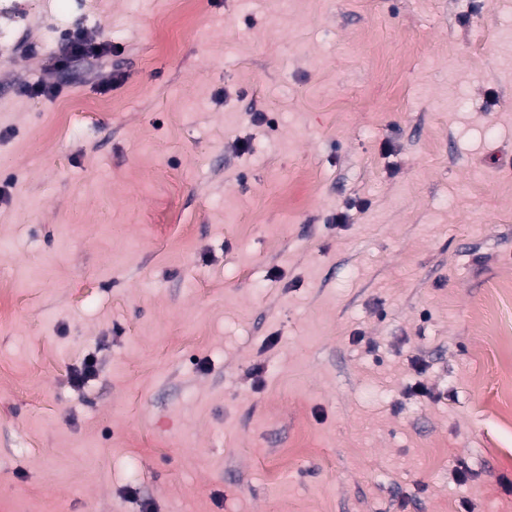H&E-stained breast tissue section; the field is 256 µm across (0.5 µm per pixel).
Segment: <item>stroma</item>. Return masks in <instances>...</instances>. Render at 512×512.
<instances>
[{
	"mask_svg": "<svg viewBox=\"0 0 512 512\" xmlns=\"http://www.w3.org/2000/svg\"><path fill=\"white\" fill-rule=\"evenodd\" d=\"M0 30V512H512V0ZM105 50H107L106 45L95 43L92 38L81 35L65 46V52L62 53V56L66 59H73L76 57L93 58L102 55ZM64 58H57L56 64L61 65Z\"/></svg>",
	"mask_w": 512,
	"mask_h": 512,
	"instance_id": "35a3bbf8",
	"label": "stroma"
}]
</instances>
